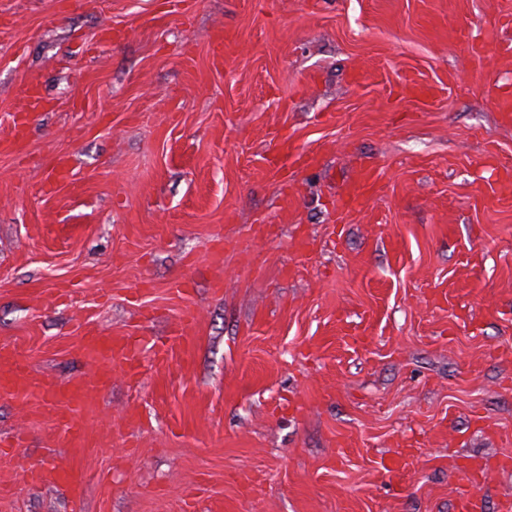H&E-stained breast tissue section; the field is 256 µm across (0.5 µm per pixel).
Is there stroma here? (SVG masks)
Returning a JSON list of instances; mask_svg holds the SVG:
<instances>
[{
    "label": "stroma",
    "mask_w": 512,
    "mask_h": 512,
    "mask_svg": "<svg viewBox=\"0 0 512 512\" xmlns=\"http://www.w3.org/2000/svg\"><path fill=\"white\" fill-rule=\"evenodd\" d=\"M512 0H0V343L87 379V331L164 339L81 419L0 398V512H455L512 455ZM469 25L484 46L470 60ZM122 39L101 44L103 26ZM228 48L214 56L211 36ZM437 88L401 98L402 79ZM318 166L269 160L276 136ZM69 161L54 179L57 158ZM382 189L337 223L355 169ZM454 297L438 306V290ZM413 448L408 473L382 456ZM78 463L81 509L28 472ZM511 465V456L499 455L482 458H466L462 461L459 468L464 472L469 481L476 483L490 471L508 469Z\"/></svg>",
    "instance_id": "1"
}]
</instances>
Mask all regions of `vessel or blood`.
Masks as SVG:
<instances>
[{"label":"vessel or blood","instance_id":"1","mask_svg":"<svg viewBox=\"0 0 512 512\" xmlns=\"http://www.w3.org/2000/svg\"><path fill=\"white\" fill-rule=\"evenodd\" d=\"M278 155L289 157L300 167L317 166V152L297 149L288 137H281ZM379 186V175L371 168H362L346 184L337 202L340 215L359 210L365 200L373 196ZM81 352L100 363L102 369L88 380L62 381L52 375L33 376L28 360L15 349L0 346V396L11 399L19 406L41 404L65 428L67 447L80 449L86 443V432L80 422L91 393L106 389L112 382V372L120 368L136 374L140 359L135 344L127 336H103L94 332L82 338ZM512 467L507 455L467 458L460 465L469 481L475 482L493 470ZM31 476L41 484L62 487L71 494L73 502H80L84 475L80 468H38Z\"/></svg>","mask_w":512,"mask_h":512}]
</instances>
